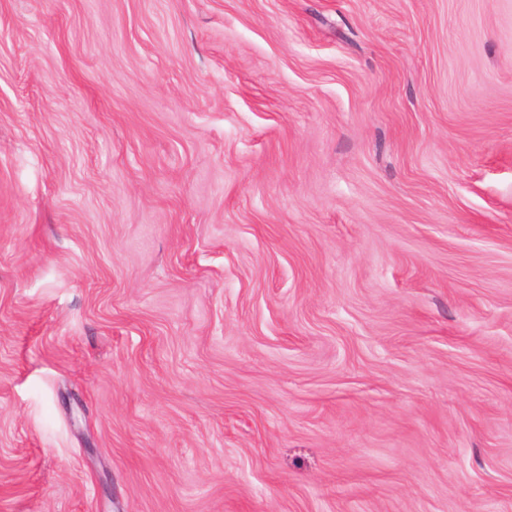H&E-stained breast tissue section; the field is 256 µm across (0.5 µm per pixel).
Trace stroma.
Listing matches in <instances>:
<instances>
[{"instance_id":"stroma-1","label":"stroma","mask_w":512,"mask_h":512,"mask_svg":"<svg viewBox=\"0 0 512 512\" xmlns=\"http://www.w3.org/2000/svg\"><path fill=\"white\" fill-rule=\"evenodd\" d=\"M0 512H512V0H0Z\"/></svg>"}]
</instances>
